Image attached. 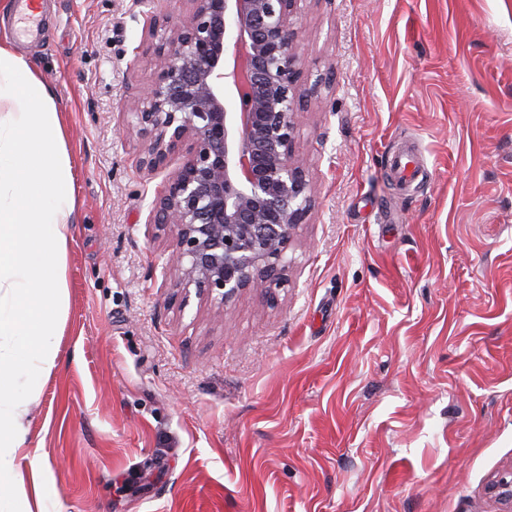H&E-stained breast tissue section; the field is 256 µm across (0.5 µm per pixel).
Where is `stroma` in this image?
<instances>
[{
    "instance_id": "stroma-1",
    "label": "stroma",
    "mask_w": 512,
    "mask_h": 512,
    "mask_svg": "<svg viewBox=\"0 0 512 512\" xmlns=\"http://www.w3.org/2000/svg\"><path fill=\"white\" fill-rule=\"evenodd\" d=\"M45 0L11 42L66 118L78 222L32 406L57 512H494L512 464V0H302L286 287L184 298L135 113L151 10ZM423 176L400 187L391 153ZM488 493L499 505L498 512L512 511V464L502 470L489 484Z\"/></svg>"
}]
</instances>
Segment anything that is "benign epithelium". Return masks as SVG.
I'll return each mask as SVG.
<instances>
[{"instance_id": "obj_1", "label": "benign epithelium", "mask_w": 512, "mask_h": 512, "mask_svg": "<svg viewBox=\"0 0 512 512\" xmlns=\"http://www.w3.org/2000/svg\"><path fill=\"white\" fill-rule=\"evenodd\" d=\"M184 2L177 24L150 17L159 71L136 112L139 166L157 171L181 154L149 223L172 236L179 287L224 307L288 285L284 256L311 205L306 162L293 151L300 0ZM488 493L512 512V464Z\"/></svg>"}]
</instances>
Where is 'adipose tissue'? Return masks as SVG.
I'll use <instances>...</instances> for the list:
<instances>
[{
	"label": "adipose tissue",
	"mask_w": 512,
	"mask_h": 512,
	"mask_svg": "<svg viewBox=\"0 0 512 512\" xmlns=\"http://www.w3.org/2000/svg\"><path fill=\"white\" fill-rule=\"evenodd\" d=\"M77 211L54 88L0 44V512H53L57 492L30 415L60 362Z\"/></svg>",
	"instance_id": "obj_1"
}]
</instances>
